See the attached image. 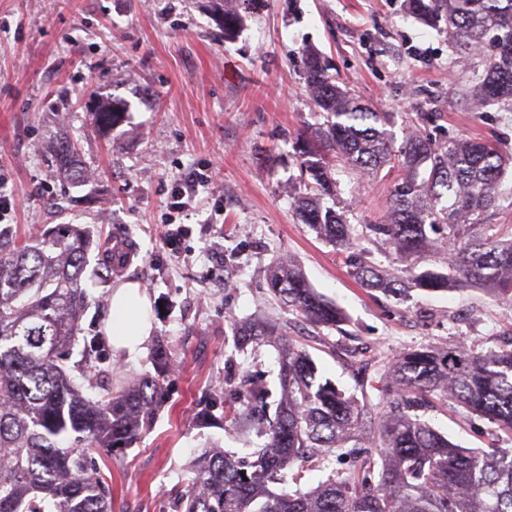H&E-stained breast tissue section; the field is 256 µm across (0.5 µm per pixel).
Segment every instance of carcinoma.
<instances>
[{
    "label": "carcinoma",
    "mask_w": 512,
    "mask_h": 512,
    "mask_svg": "<svg viewBox=\"0 0 512 512\" xmlns=\"http://www.w3.org/2000/svg\"><path fill=\"white\" fill-rule=\"evenodd\" d=\"M406 9L444 27L463 57L492 47L477 95L485 103L512 101V0H406ZM305 59L325 123L297 139L306 187L295 199L299 220L332 244L367 289L400 298L411 288L476 286L511 303L512 238L486 221L509 161L487 141L437 143L412 134L397 147L387 113L336 85L316 50H305ZM127 113L124 102L108 98L91 117L109 133ZM75 154L59 134L58 174L81 178ZM337 160L367 171L399 168L386 223L369 230L405 259L452 245L448 271L412 266L392 279L356 249L350 225L320 205L332 192ZM89 245L75 224L24 243L10 227L0 229V512H112V485L104 475L92 478L87 450L133 443L164 397V349L154 358L156 375L116 390L108 338L83 335L84 316L99 303L83 287ZM269 284L278 304L316 327L345 319L290 257L271 269ZM239 336L278 352L276 412L254 422L268 392L248 376L229 377L224 422L265 441L242 456L214 448L196 459L191 485L176 494L182 512H512V450L493 445L476 455L418 415L430 398L444 397L512 436V335L487 350L422 347L387 362L359 361L363 381L387 398L384 411L369 395L359 401L321 379L312 357L277 323L249 320ZM339 450L352 459L347 473L335 467ZM297 463L330 474L307 492L271 490Z\"/></svg>",
    "instance_id": "cac0c4a2"
}]
</instances>
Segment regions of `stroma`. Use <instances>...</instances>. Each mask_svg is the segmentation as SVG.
Listing matches in <instances>:
<instances>
[{"label": "stroma", "instance_id": "stroma-1", "mask_svg": "<svg viewBox=\"0 0 512 512\" xmlns=\"http://www.w3.org/2000/svg\"><path fill=\"white\" fill-rule=\"evenodd\" d=\"M239 16L225 37V9ZM318 50L337 84L391 116L396 142L409 133L438 141L477 139L512 156V106L476 97L488 50L463 57L446 32L407 14L404 0H0V192L15 196L6 218L32 239L58 224L93 232L90 292L145 284L153 334L133 360L112 361L113 380L153 373L167 348L168 400L131 448L113 453V512H179L175 494L206 448L243 453L245 436L225 424L224 376L246 373L278 396L277 351L241 344L237 324L280 321L321 374L359 393L353 356L386 360L421 346L497 345L512 331V304L474 287L414 289L394 298L363 288L335 248L299 221L295 142L318 126L306 87L304 49ZM126 101L111 135L93 126L98 99ZM66 131L80 182L56 173L55 137ZM201 184L176 249L166 236L173 188ZM397 170L367 175L345 163L326 205L353 227L386 217ZM134 246L130 263L101 283L94 273L115 238ZM346 313L337 328L314 327L276 305L266 270L282 256ZM449 441L474 453L512 438L452 405L425 409Z\"/></svg>", "mask_w": 512, "mask_h": 512}]
</instances>
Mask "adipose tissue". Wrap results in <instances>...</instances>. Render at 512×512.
Returning <instances> with one entry per match:
<instances>
[{"label": "adipose tissue", "instance_id": "adipose-tissue-1", "mask_svg": "<svg viewBox=\"0 0 512 512\" xmlns=\"http://www.w3.org/2000/svg\"><path fill=\"white\" fill-rule=\"evenodd\" d=\"M111 307L107 333L112 338V350L135 358L144 351L152 334L149 298L139 283L127 281L113 289Z\"/></svg>", "mask_w": 512, "mask_h": 512}]
</instances>
